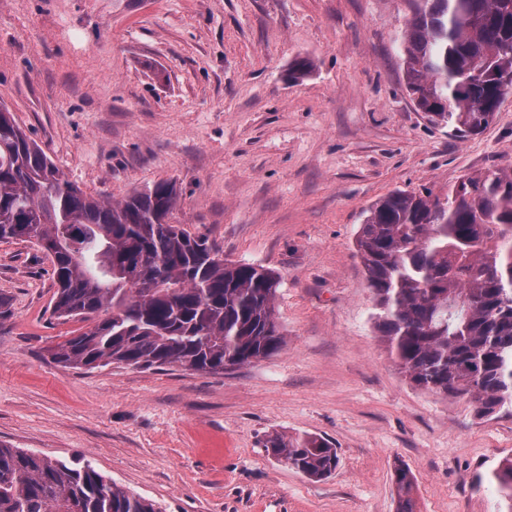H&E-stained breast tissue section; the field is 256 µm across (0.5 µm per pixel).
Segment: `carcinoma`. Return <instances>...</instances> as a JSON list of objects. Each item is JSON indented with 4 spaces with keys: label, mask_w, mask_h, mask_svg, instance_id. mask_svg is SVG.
Segmentation results:
<instances>
[{
    "label": "carcinoma",
    "mask_w": 512,
    "mask_h": 512,
    "mask_svg": "<svg viewBox=\"0 0 512 512\" xmlns=\"http://www.w3.org/2000/svg\"><path fill=\"white\" fill-rule=\"evenodd\" d=\"M412 2L399 45L407 91L435 122L462 136L482 131L512 91V0ZM177 197L169 182L116 205L86 195L0 108V241L23 242L18 226L39 225L56 276L53 312H109L57 344L56 362L220 373L284 345L276 276L226 263L168 223ZM356 246L377 327L409 380L469 396L484 416L512 411V172L469 174L443 198L392 192L370 208ZM263 448L315 480L339 463L329 440L309 434L269 435ZM490 483L512 509L511 460ZM396 484L399 512H413L408 470ZM0 512L157 510L84 458L58 462L1 444Z\"/></svg>",
    "instance_id": "1"
}]
</instances>
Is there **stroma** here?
Returning a JSON list of instances; mask_svg holds the SVG:
<instances>
[{
  "label": "stroma",
  "instance_id": "1",
  "mask_svg": "<svg viewBox=\"0 0 512 512\" xmlns=\"http://www.w3.org/2000/svg\"><path fill=\"white\" fill-rule=\"evenodd\" d=\"M406 0H0V103L62 176L110 203L175 183L169 221L279 276L271 356L221 373L66 368L37 245L0 241V444L83 457L159 512H506L512 414L416 387L373 317L355 239L393 190L512 170V93L481 134L404 88ZM309 70H295L298 60ZM328 439L312 480L267 435ZM490 483L504 502H510L509 511H512V461L508 460L493 473Z\"/></svg>",
  "mask_w": 512,
  "mask_h": 512
}]
</instances>
